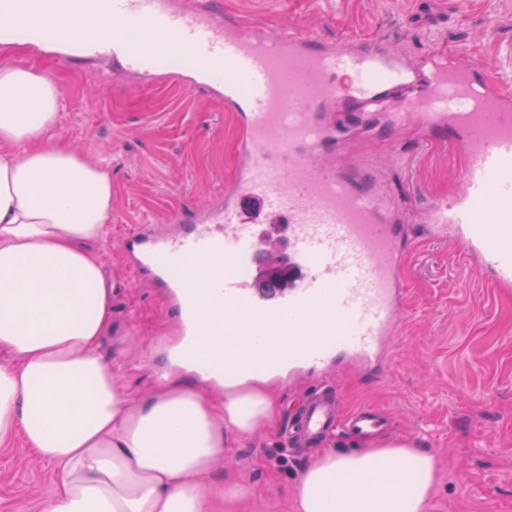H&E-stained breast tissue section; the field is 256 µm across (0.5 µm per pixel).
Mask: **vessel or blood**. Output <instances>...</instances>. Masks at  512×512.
Instances as JSON below:
<instances>
[{"label":"vessel or blood","mask_w":512,"mask_h":512,"mask_svg":"<svg viewBox=\"0 0 512 512\" xmlns=\"http://www.w3.org/2000/svg\"><path fill=\"white\" fill-rule=\"evenodd\" d=\"M64 12L95 11L91 44L126 69L183 70L224 92L239 129L234 177L223 199L182 215L174 231L141 224L122 249L162 288L180 332L176 358L203 381L233 382L254 369L320 375L343 363L373 370L405 319L401 277L410 239L401 211L382 204L369 174L339 160L336 123L350 112H382L394 96L396 124L421 136L449 130L448 150L466 161L460 189L424 213L429 237L452 241L494 287L512 288V90L483 67L451 57L415 66L378 45L353 50L296 28L256 33L219 21L214 0H59ZM13 30L35 29L46 46L66 33L52 20L12 14ZM260 200L284 234L288 281L269 288L248 275L268 229L246 221ZM220 323L236 368L202 351L205 322ZM385 415L340 414L336 397L312 398L294 429L314 440L333 431L382 433Z\"/></svg>","instance_id":"b4317fda"}]
</instances>
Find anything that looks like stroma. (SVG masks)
<instances>
[{
    "mask_svg": "<svg viewBox=\"0 0 512 512\" xmlns=\"http://www.w3.org/2000/svg\"><path fill=\"white\" fill-rule=\"evenodd\" d=\"M220 12L259 32L293 25L333 41L376 39L414 62L457 51L512 84L503 56L512 45V0H220ZM10 59L56 84L64 103L57 142L112 171L111 233L98 246L115 284L102 348L127 397L143 401L163 382L158 341L174 338L176 326L160 290L129 269L120 242L135 225L167 224L222 194L238 143L233 116L210 87L189 90L161 75L144 84L109 56L57 63L24 45ZM346 153L352 169L371 173L417 213L459 190L464 159L449 154L442 136L425 141L414 128L379 124L350 135ZM409 230L406 320L382 368L274 382L273 430L227 436L223 460L203 480L209 489L229 480L250 487L224 512H296L298 480L315 453L286 451L285 430L323 383L337 390L343 412L381 409L392 421L388 436L435 457L426 512H512V291L494 288L454 245L427 237L421 222ZM52 493L50 466L21 439L0 447V512H42Z\"/></svg>",
    "mask_w": 512,
    "mask_h": 512,
    "instance_id": "obj_1",
    "label": "stroma"
}]
</instances>
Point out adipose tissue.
Listing matches in <instances>:
<instances>
[{
    "mask_svg": "<svg viewBox=\"0 0 512 512\" xmlns=\"http://www.w3.org/2000/svg\"><path fill=\"white\" fill-rule=\"evenodd\" d=\"M63 102L45 75L0 65V446L22 436L52 468L43 512H223L240 483L200 479L225 438L268 429L269 378L212 402L184 383L131 404L100 347L112 328V280L99 243L112 219V172L54 145ZM434 457L411 442L369 439L327 450L302 471L297 512H425Z\"/></svg>",
    "mask_w": 512,
    "mask_h": 512,
    "instance_id": "adipose-tissue-1",
    "label": "adipose tissue"
}]
</instances>
